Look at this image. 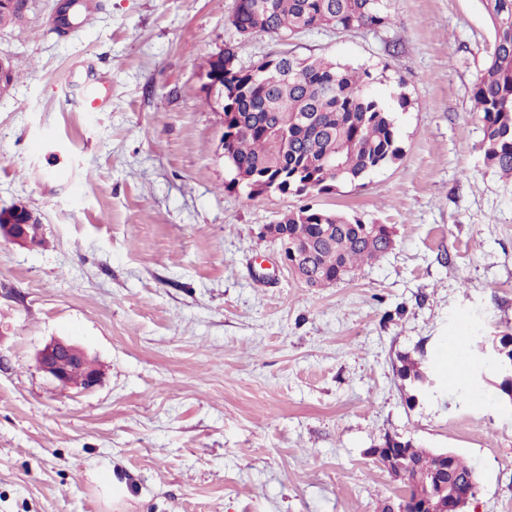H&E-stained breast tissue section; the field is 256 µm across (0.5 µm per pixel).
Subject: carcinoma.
<instances>
[{
  "instance_id": "obj_1",
  "label": "carcinoma",
  "mask_w": 512,
  "mask_h": 512,
  "mask_svg": "<svg viewBox=\"0 0 512 512\" xmlns=\"http://www.w3.org/2000/svg\"><path fill=\"white\" fill-rule=\"evenodd\" d=\"M389 0H234L230 22L237 32L285 38L315 29L338 34L377 31L391 21ZM493 32L484 68L473 89L474 110L482 125L480 148L485 163L512 177V0H479ZM28 0L0 11V27L25 21ZM236 55L227 48L208 62V79L224 90L223 111L235 118L224 124V150L233 171L253 177L230 186L255 193L254 185L281 194L331 191L337 183H356L403 156L392 112L370 90V73L321 57L282 52L265 56L251 67L224 69L221 59ZM335 152L340 169L333 171L325 156ZM278 223L288 250L304 257L316 284H337L364 263L391 249L386 224H366L358 217L312 206L283 214ZM486 348H498L512 360V335L487 337ZM397 375L407 380L410 400L430 392L435 378L431 365L402 356ZM497 400L512 406V378L496 374ZM380 444L426 469L448 468L462 480L475 473L460 456L447 462L425 452L412 438L384 436Z\"/></svg>"
}]
</instances>
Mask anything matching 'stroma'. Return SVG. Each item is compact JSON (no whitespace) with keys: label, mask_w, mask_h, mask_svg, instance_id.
Instances as JSON below:
<instances>
[{"label":"stroma","mask_w":512,"mask_h":512,"mask_svg":"<svg viewBox=\"0 0 512 512\" xmlns=\"http://www.w3.org/2000/svg\"><path fill=\"white\" fill-rule=\"evenodd\" d=\"M62 2L0 29V209L26 201L44 239L0 238V512H379L398 487L366 452L387 434L472 464L467 512H512V410L490 368L446 365L452 339L512 333V180L473 112L479 0H391L386 28L286 44L242 39L234 0H99L64 35ZM229 46L245 67L288 49L369 70L402 159L327 194L230 187L206 78ZM88 92L102 109H76ZM305 204L394 245L306 287L265 232ZM55 339L94 360V390L39 369ZM406 355L437 366L415 404Z\"/></svg>","instance_id":"1"}]
</instances>
